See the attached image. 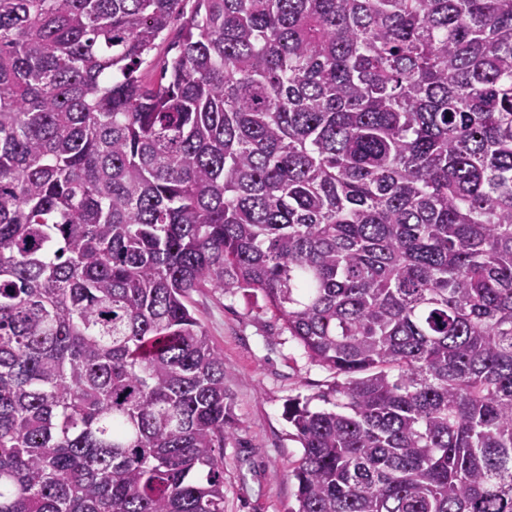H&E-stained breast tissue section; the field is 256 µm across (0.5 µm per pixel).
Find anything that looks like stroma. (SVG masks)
Segmentation results:
<instances>
[{"instance_id": "1", "label": "stroma", "mask_w": 512, "mask_h": 512, "mask_svg": "<svg viewBox=\"0 0 512 512\" xmlns=\"http://www.w3.org/2000/svg\"><path fill=\"white\" fill-rule=\"evenodd\" d=\"M191 304L224 355L234 431L224 446V512H290L297 483L289 469L302 448L286 406L330 392L335 379L283 331L261 293L202 288Z\"/></svg>"}]
</instances>
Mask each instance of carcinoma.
Instances as JSON below:
<instances>
[{"label":"carcinoma","instance_id":"obj_1","mask_svg":"<svg viewBox=\"0 0 512 512\" xmlns=\"http://www.w3.org/2000/svg\"><path fill=\"white\" fill-rule=\"evenodd\" d=\"M200 288L336 376L293 512H512V0H0V512H224ZM180 35V21H175L169 34L166 38L159 42L156 49L152 52V66H149L145 71L146 80H154L159 71V66L163 60L171 55L170 48L172 44L179 39Z\"/></svg>","mask_w":512,"mask_h":512}]
</instances>
